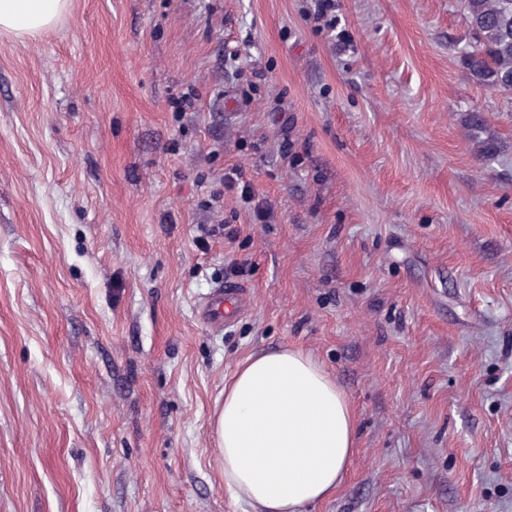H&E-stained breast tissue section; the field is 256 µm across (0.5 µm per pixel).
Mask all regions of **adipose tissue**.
Masks as SVG:
<instances>
[{"instance_id":"obj_1","label":"adipose tissue","mask_w":512,"mask_h":512,"mask_svg":"<svg viewBox=\"0 0 512 512\" xmlns=\"http://www.w3.org/2000/svg\"><path fill=\"white\" fill-rule=\"evenodd\" d=\"M69 0H0V31L32 35L54 24ZM212 429L224 492L250 512H306L333 495L355 448L345 393L296 348L249 355L224 378Z\"/></svg>"}]
</instances>
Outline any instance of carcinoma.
<instances>
[{
	"mask_svg": "<svg viewBox=\"0 0 512 512\" xmlns=\"http://www.w3.org/2000/svg\"><path fill=\"white\" fill-rule=\"evenodd\" d=\"M471 40L460 51V62L476 84L505 96H512V0H464ZM465 126L477 140L478 151L492 157L498 151L485 131L483 116L474 109Z\"/></svg>",
	"mask_w": 512,
	"mask_h": 512,
	"instance_id": "obj_1",
	"label": "carcinoma"
}]
</instances>
